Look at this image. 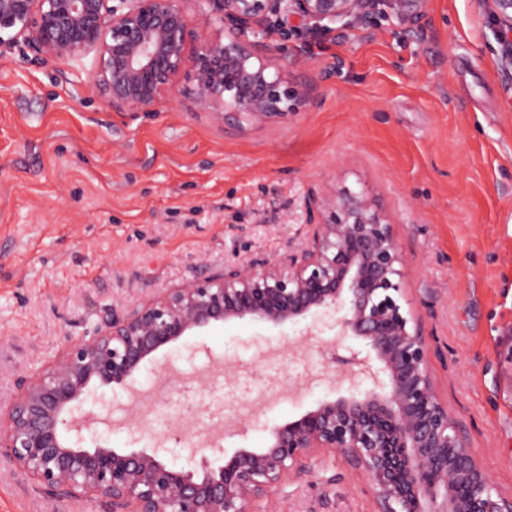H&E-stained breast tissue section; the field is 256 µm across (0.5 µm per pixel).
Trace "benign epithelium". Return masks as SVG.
<instances>
[{
  "label": "benign epithelium",
  "instance_id": "obj_1",
  "mask_svg": "<svg viewBox=\"0 0 512 512\" xmlns=\"http://www.w3.org/2000/svg\"><path fill=\"white\" fill-rule=\"evenodd\" d=\"M184 0H0V47L21 41L44 56L96 62L90 77L117 112H154L172 94L241 128L284 120L308 99L267 45L248 34L294 15L309 36L351 27L375 5L401 21L421 0H203L213 35L199 33ZM501 45L498 68L512 85V0H476ZM305 244L261 264L163 291L127 312L105 311L93 336L70 345L41 374L23 379L0 410V456L57 501L95 499L103 512H261L285 482L337 454L361 475L375 512H512L461 422L448 411L429 367L422 323L402 304L403 261L392 225L361 194L308 200ZM341 314L339 335L359 369L348 395L324 399L272 427L263 448L224 457L209 444L189 468L150 451L112 448L85 409L99 387L134 385L160 349L216 324H260L300 336ZM466 494L458 493L459 487Z\"/></svg>",
  "mask_w": 512,
  "mask_h": 512
}]
</instances>
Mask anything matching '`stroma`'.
<instances>
[{
	"mask_svg": "<svg viewBox=\"0 0 512 512\" xmlns=\"http://www.w3.org/2000/svg\"><path fill=\"white\" fill-rule=\"evenodd\" d=\"M266 37L311 97L288 119L241 131L172 95L116 112L90 80L93 55L50 60L0 47V405L92 335L107 308L234 263L300 248L307 202L365 194L392 225L430 367L504 494H512V86L474 0H423L408 22L376 13L307 37ZM197 353H189V346ZM323 325L296 350L279 329L218 326L159 350L138 376L145 404L99 389L98 438L126 447L151 410L170 465L221 441L261 448L350 369ZM248 407L245 435L225 424ZM265 512H374L364 479L324 456L274 489ZM0 512H102L65 503L0 458Z\"/></svg>",
	"mask_w": 512,
	"mask_h": 512,
	"instance_id": "1",
	"label": "stroma"
}]
</instances>
